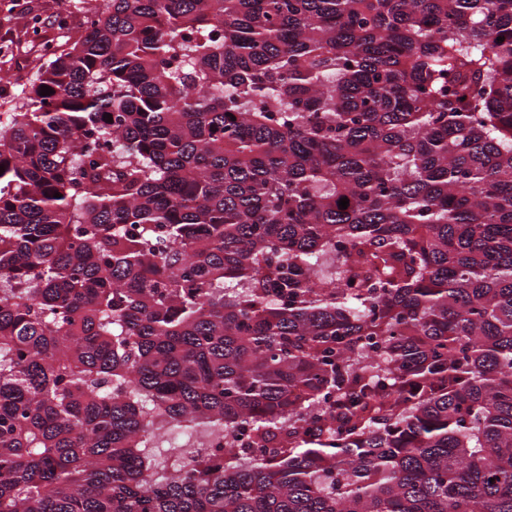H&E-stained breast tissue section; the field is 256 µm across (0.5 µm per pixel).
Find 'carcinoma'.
<instances>
[{
    "instance_id": "cac0c4a2",
    "label": "carcinoma",
    "mask_w": 512,
    "mask_h": 512,
    "mask_svg": "<svg viewBox=\"0 0 512 512\" xmlns=\"http://www.w3.org/2000/svg\"><path fill=\"white\" fill-rule=\"evenodd\" d=\"M0 166V512H512V0H103Z\"/></svg>"
}]
</instances>
